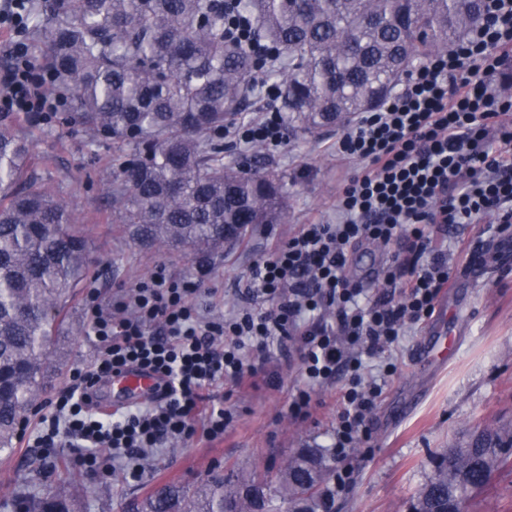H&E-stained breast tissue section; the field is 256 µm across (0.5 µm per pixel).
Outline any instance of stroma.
Here are the masks:
<instances>
[{"mask_svg":"<svg viewBox=\"0 0 512 512\" xmlns=\"http://www.w3.org/2000/svg\"><path fill=\"white\" fill-rule=\"evenodd\" d=\"M337 137L334 130L299 131L289 135L280 151L266 153V163L284 177L287 217L280 224L253 225L243 240L208 255L211 271L201 292L215 310L227 315L235 311L241 276L272 242L300 225L334 216L336 191L350 174L336 161ZM111 161V143L88 148L82 132L59 122L32 145V167L45 178L64 183L93 256L86 285L71 301L64 328L53 340L49 374L54 384L45 394L49 400L71 386L75 365L91 363L95 357L86 332L88 288H98L101 299L107 300L160 264L179 276L195 273L194 257L135 246L124 228L113 223L103 186L96 181L97 172ZM452 234L466 240L476 262L453 276L432 318L412 327L397 350L399 371L369 421L370 455H351L353 483L335 497L333 512H408L437 453L485 423L512 421V226L496 232L483 224H468ZM444 339L452 342V354L439 358L430 353V346ZM271 364L280 374L278 389L262 383L240 390L228 385L214 389V396L223 398L235 416L223 440L201 436L163 448L146 458L136 482L118 472L106 480L77 469L73 448L46 457L30 447L27 438H19L17 454L0 458V512H10L8 502L16 488L33 484L45 493L62 492L75 480L94 512H126L131 500L161 483L191 486L233 465L273 470L298 448L327 447L340 409V383L318 392L309 417L294 418L288 403L299 381V360L284 358L275 349ZM471 512H512L511 469L493 475Z\"/></svg>","mask_w":512,"mask_h":512,"instance_id":"1","label":"stroma"}]
</instances>
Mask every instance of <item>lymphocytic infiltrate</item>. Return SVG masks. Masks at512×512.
<instances>
[{
    "label": "lymphocytic infiltrate",
    "instance_id": "obj_1",
    "mask_svg": "<svg viewBox=\"0 0 512 512\" xmlns=\"http://www.w3.org/2000/svg\"><path fill=\"white\" fill-rule=\"evenodd\" d=\"M0 112H58L46 96L50 63L34 60L15 39L0 50ZM512 62V0H485V19L450 51L416 66L373 111L359 113L336 141V160L354 168L340 186L336 216L301 225L255 260L240 281L242 307L218 317L197 301L194 281L163 265L102 302L86 295L93 364L72 369L71 387L45 406L33 433L45 454L65 440L80 446L76 467L138 481L149 452L171 439L223 438L233 421L210 394L279 377L266 350L298 354L302 381L288 404L296 418L312 396L344 376L342 407L331 433L334 493L347 490L352 449L371 439L367 422L398 371L380 356L397 346L407 324L430 319L451 279L448 230L459 224L512 223V96L498 78ZM240 144L279 149L288 142L281 113L233 126ZM382 246L388 261L380 287L347 273L350 253ZM121 370L158 384L144 401L110 414L95 411L97 385Z\"/></svg>",
    "mask_w": 512,
    "mask_h": 512
}]
</instances>
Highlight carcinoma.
<instances>
[{
    "instance_id": "carcinoma-1",
    "label": "carcinoma",
    "mask_w": 512,
    "mask_h": 512,
    "mask_svg": "<svg viewBox=\"0 0 512 512\" xmlns=\"http://www.w3.org/2000/svg\"><path fill=\"white\" fill-rule=\"evenodd\" d=\"M485 0H32L25 29L46 47L66 119L87 147L112 142L105 199L137 243L210 254L250 224H279L283 178L257 166L261 149L224 160V128L258 110L265 82L287 128L345 127L380 107L413 62L448 50L484 15ZM243 16L275 48L259 59L228 30ZM35 115L0 112V454L50 376L49 344L92 262L63 191L30 164ZM512 468V424L484 425L436 457L410 512H468L495 472ZM336 465L300 448L274 472L235 468L192 487L156 486L132 512H331ZM13 512H92L78 493L17 489Z\"/></svg>"
}]
</instances>
